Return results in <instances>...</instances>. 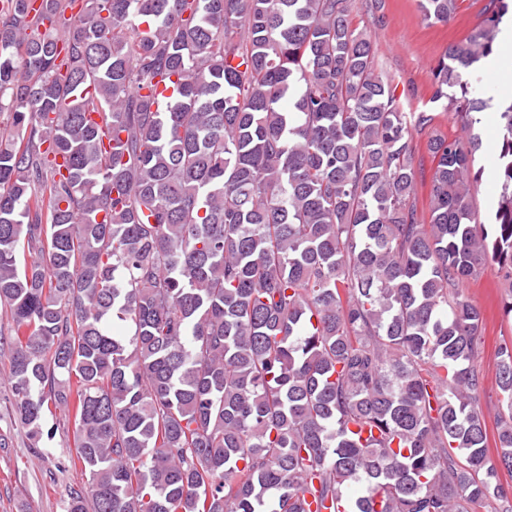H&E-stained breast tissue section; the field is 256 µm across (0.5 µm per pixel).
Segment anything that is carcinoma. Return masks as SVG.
Wrapping results in <instances>:
<instances>
[{"label":"carcinoma","instance_id":"obj_1","mask_svg":"<svg viewBox=\"0 0 512 512\" xmlns=\"http://www.w3.org/2000/svg\"><path fill=\"white\" fill-rule=\"evenodd\" d=\"M353 10L0 0V313L19 419L72 422L66 512H512V341L492 461L461 291L495 265L512 320V104L488 228L464 79L512 0L433 69L455 135L403 110Z\"/></svg>","mask_w":512,"mask_h":512}]
</instances>
